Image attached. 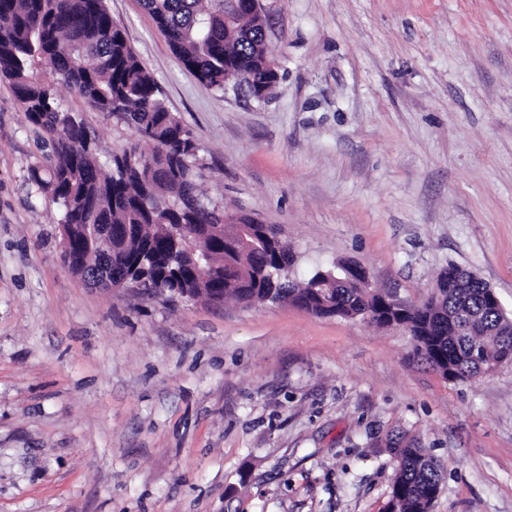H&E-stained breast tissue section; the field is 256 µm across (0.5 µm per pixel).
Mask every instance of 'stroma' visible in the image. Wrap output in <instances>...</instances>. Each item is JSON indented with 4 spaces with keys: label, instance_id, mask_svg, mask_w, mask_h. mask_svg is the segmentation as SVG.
Segmentation results:
<instances>
[{
    "label": "stroma",
    "instance_id": "stroma-1",
    "mask_svg": "<svg viewBox=\"0 0 512 512\" xmlns=\"http://www.w3.org/2000/svg\"><path fill=\"white\" fill-rule=\"evenodd\" d=\"M105 5L208 198L275 228L291 277L356 262L416 303L453 264L512 318V0H263L262 99L202 85L140 0ZM56 92L101 157L151 152ZM37 137L0 80V512H385L399 434L445 465L433 512H512V364L447 381L399 325L92 286Z\"/></svg>",
    "mask_w": 512,
    "mask_h": 512
}]
</instances>
